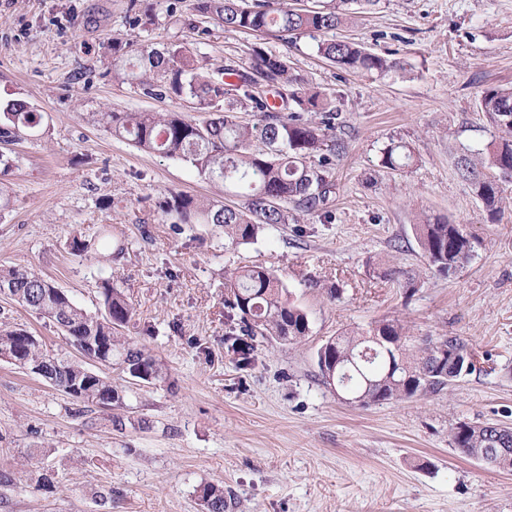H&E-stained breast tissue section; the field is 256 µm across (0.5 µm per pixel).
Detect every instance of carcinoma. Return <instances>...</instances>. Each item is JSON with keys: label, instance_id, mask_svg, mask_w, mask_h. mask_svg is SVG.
Returning a JSON list of instances; mask_svg holds the SVG:
<instances>
[{"label": "carcinoma", "instance_id": "1", "mask_svg": "<svg viewBox=\"0 0 512 512\" xmlns=\"http://www.w3.org/2000/svg\"><path fill=\"white\" fill-rule=\"evenodd\" d=\"M354 0H316L294 8L278 0H196L195 11L225 28L271 36L289 43L301 37L316 41L317 53L352 74H384L404 69L400 59H389L364 46L327 38L349 17ZM112 71L136 82L143 96L185 100L203 118L188 120L174 113L99 112L104 127L137 148L191 163L211 180L221 181L245 199L232 208L178 192L170 193L162 211L174 213L182 224H211L233 242L257 238L269 224L288 223V210L330 218L329 203L336 189L333 166L344 144L333 136L338 109L326 94L304 86L293 73L288 54H274L254 44L248 65L226 63L205 76L188 43L165 51L140 50L130 56L119 44L112 47ZM224 101V108L216 107ZM480 110L497 128L512 131V89L491 87L481 92ZM251 112L254 122L237 121L236 111ZM46 133L43 115L29 103L12 100L0 106V145L10 146ZM411 155L399 143L382 149L381 165L397 171L410 165ZM458 175L467 181L489 211L497 210L503 192L502 173L512 171V139L490 142L486 148L462 154ZM418 245L428 265L441 274L470 261L476 238L442 217L414 225ZM229 307L236 311L240 332L296 342L309 332L307 314L290 301L288 291L262 268L237 269L227 278ZM22 306L58 324L72 344L81 348L88 337L100 336L107 345L101 364L121 360L124 370L143 368L154 380L162 378L161 364L145 350L130 344L115 330L132 316L123 292L102 282L105 315L99 317L72 302L62 290L26 268H0V291ZM18 327L0 328V358L13 359L19 368L33 361L45 364L53 386L83 404L112 406L120 401L107 377L81 361L59 357L26 338ZM448 349L442 365L430 366L438 346ZM323 355L349 372L347 389L367 393L366 406L439 393L476 370L475 354L457 336L408 335L396 319H383L361 332L338 335L322 345ZM451 445L469 457L477 448H502V469L512 471V428L488 423L458 422L450 430ZM201 500L205 512H226L224 489L207 485Z\"/></svg>", "mask_w": 512, "mask_h": 512}]
</instances>
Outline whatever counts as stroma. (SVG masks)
Returning a JSON list of instances; mask_svg holds the SVG:
<instances>
[{"mask_svg": "<svg viewBox=\"0 0 512 512\" xmlns=\"http://www.w3.org/2000/svg\"><path fill=\"white\" fill-rule=\"evenodd\" d=\"M0 0V103L29 102L48 132L15 147L1 181L0 266L39 273L92 314L100 283L131 301L119 333L163 367L138 382L119 366L94 370L122 404L80 405L42 377L0 359V512H203L200 491L223 487L228 512H512V471L462 456L456 422L512 427V184L489 212L455 170L464 149L501 131L479 107L512 87V0H380L337 29L340 39L399 58L405 71L353 75L312 40L275 39L197 16L194 0ZM193 45L200 66L244 65L255 43L288 52L296 74L336 99L345 144L333 178L332 221L300 215L248 243L210 224H176L161 205L176 191L231 207L240 197L191 163L151 154L94 122L96 112H177L115 79L112 46ZM406 146L401 172L382 167ZM445 217L478 241L456 272L431 269L414 226ZM85 249L72 251V239ZM272 271L310 331L289 344L255 337L254 361L231 348L226 272ZM415 278L414 289L405 275ZM414 336H458L480 368L448 390L360 408L325 383L317 351L381 319ZM75 357L52 321L0 294V324ZM122 418V428L112 425ZM48 486L36 487L28 459ZM381 153L380 162L384 168L397 171L410 165L411 155L406 152L404 145L392 142Z\"/></svg>", "mask_w": 512, "mask_h": 512, "instance_id": "stroma-1", "label": "stroma"}]
</instances>
